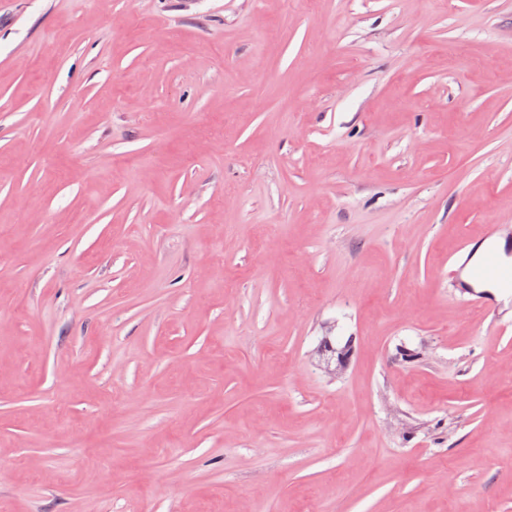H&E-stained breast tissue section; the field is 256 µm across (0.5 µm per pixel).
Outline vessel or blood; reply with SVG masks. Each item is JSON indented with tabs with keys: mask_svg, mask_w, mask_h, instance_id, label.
Wrapping results in <instances>:
<instances>
[{
	"mask_svg": "<svg viewBox=\"0 0 512 512\" xmlns=\"http://www.w3.org/2000/svg\"><path fill=\"white\" fill-rule=\"evenodd\" d=\"M451 276L464 278L473 305L491 310L492 288L512 284V237L501 236L496 230L485 233L460 259L454 260Z\"/></svg>",
	"mask_w": 512,
	"mask_h": 512,
	"instance_id": "obj_1",
	"label": "vessel or blood"
}]
</instances>
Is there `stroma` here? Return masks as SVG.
<instances>
[{
    "label": "stroma",
    "mask_w": 512,
    "mask_h": 512,
    "mask_svg": "<svg viewBox=\"0 0 512 512\" xmlns=\"http://www.w3.org/2000/svg\"><path fill=\"white\" fill-rule=\"evenodd\" d=\"M493 224L512 0H0V512H512ZM497 229L485 234L464 255L453 260L451 279L456 282L462 275L468 292L475 296L473 305L480 310H491L493 295L484 288H493L502 283L512 284V237H501Z\"/></svg>",
    "instance_id": "1"
}]
</instances>
